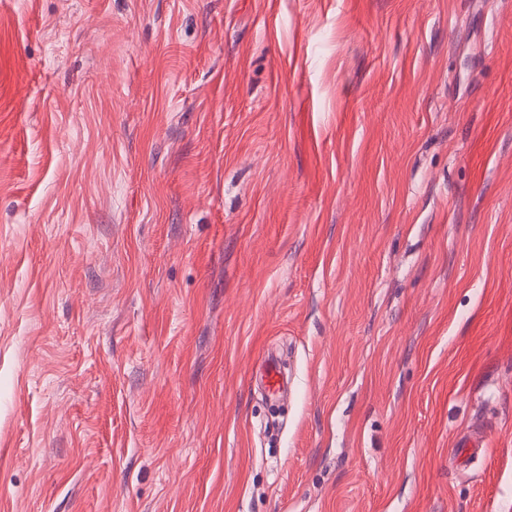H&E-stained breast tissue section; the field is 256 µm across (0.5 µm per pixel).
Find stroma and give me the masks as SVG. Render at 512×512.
<instances>
[{"mask_svg": "<svg viewBox=\"0 0 512 512\" xmlns=\"http://www.w3.org/2000/svg\"><path fill=\"white\" fill-rule=\"evenodd\" d=\"M0 512H512V0H0Z\"/></svg>", "mask_w": 512, "mask_h": 512, "instance_id": "stroma-1", "label": "stroma"}]
</instances>
